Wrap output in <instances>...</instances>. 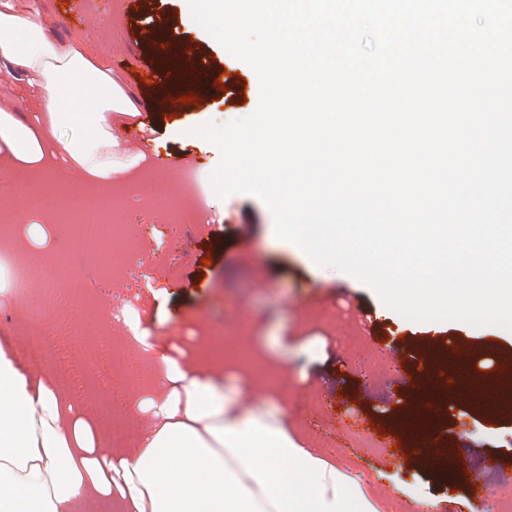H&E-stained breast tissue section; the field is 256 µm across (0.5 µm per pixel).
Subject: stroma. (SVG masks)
I'll return each instance as SVG.
<instances>
[{"mask_svg":"<svg viewBox=\"0 0 512 512\" xmlns=\"http://www.w3.org/2000/svg\"><path fill=\"white\" fill-rule=\"evenodd\" d=\"M184 0H146L128 7L123 19L102 12L85 25L58 26V37L90 41L108 60L119 61L117 79L140 102L138 150L157 139L171 161L192 160L209 179L217 159L206 140H193L192 128L223 125L251 115L258 107L260 83L253 69L231 56L207 32L182 21ZM162 14L184 45H193L206 66L227 70L224 90L200 98L191 111L169 120L167 86L145 88L135 77L143 62L141 42L149 16ZM205 223L174 230L172 263L180 277L171 281L172 310L187 323L205 322L212 341L228 340L245 328L258 347H270L284 362L301 367L305 357L298 339L320 338L331 370L314 373L304 388L290 392L312 444L352 471L393 468L371 454L368 444L388 435L404 439L408 415L434 418L439 447L417 452L412 475L424 488L449 495L447 512H495L498 500L512 492V396L499 399L493 411L475 400L490 383H512V331L457 320L418 322L386 307L377 293L345 274L322 281L320 265L292 242L271 233L274 217L258 198L233 193L209 197ZM147 269L109 288L92 287V295L110 305H144L150 293ZM451 365L450 381L429 404L417 403L414 378H428ZM484 432L471 446V431ZM471 461L483 472L482 495L471 499L470 471L459 469L446 482L439 473L449 463Z\"/></svg>","mask_w":512,"mask_h":512,"instance_id":"obj_1","label":"stroma"}]
</instances>
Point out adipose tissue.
Listing matches in <instances>:
<instances>
[{"instance_id": "1", "label": "adipose tissue", "mask_w": 512, "mask_h": 512, "mask_svg": "<svg viewBox=\"0 0 512 512\" xmlns=\"http://www.w3.org/2000/svg\"><path fill=\"white\" fill-rule=\"evenodd\" d=\"M44 0H0V77L20 87L35 119L0 110V160L44 173L68 160L107 187L143 171L146 153L119 139L135 96L87 42L51 34ZM158 288L147 312L116 321L149 379L128 414L145 420L134 442L102 448L84 415L43 372L0 340V512H76L87 496L116 512H382L383 475L355 473L309 448L288 404V380L327 361L301 344L304 367L275 360L276 384L257 386L245 359L186 353Z\"/></svg>"}]
</instances>
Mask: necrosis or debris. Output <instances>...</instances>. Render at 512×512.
<instances>
[{
  "label": "necrosis or debris",
  "instance_id": "obj_1",
  "mask_svg": "<svg viewBox=\"0 0 512 512\" xmlns=\"http://www.w3.org/2000/svg\"><path fill=\"white\" fill-rule=\"evenodd\" d=\"M177 184L182 202L169 211V223H204L205 193L195 169H182ZM84 186L83 195L52 200L32 195L22 179L8 188L16 204L0 208V264L11 271L19 287L12 309L5 312V322L17 335L15 348L27 363L52 374L85 413L112 412V419H103L102 434L113 444L139 431V423L124 421L123 434H116L112 420L126 413L133 391L147 381L144 371L128 372L117 362L119 347L110 319L87 318L88 280L107 282L110 268L131 266L140 254L136 233L123 221L124 193L92 180ZM23 214L39 215L50 224L64 223L69 247L45 252L39 265H31L28 246L12 230ZM32 279L54 287L46 302L32 300L26 287Z\"/></svg>",
  "mask_w": 512,
  "mask_h": 512
}]
</instances>
